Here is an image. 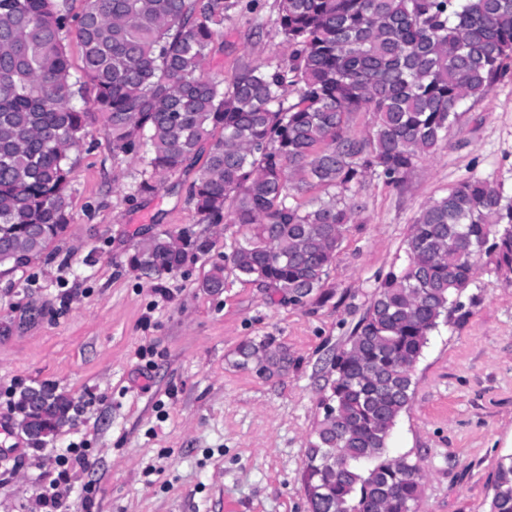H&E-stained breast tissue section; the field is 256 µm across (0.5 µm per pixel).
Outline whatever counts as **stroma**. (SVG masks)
Masks as SVG:
<instances>
[{
	"label": "stroma",
	"mask_w": 512,
	"mask_h": 512,
	"mask_svg": "<svg viewBox=\"0 0 512 512\" xmlns=\"http://www.w3.org/2000/svg\"><path fill=\"white\" fill-rule=\"evenodd\" d=\"M274 0L233 13L207 71L284 59ZM71 219L30 265L0 274V512H307L306 450L323 414L330 361L345 347L391 268L422 205L469 177L512 195V71L477 103L401 187L367 178L364 208L322 288L303 303L226 273L201 282L236 224L198 223L186 202L202 165L169 175L156 195L132 197L141 169L114 161L94 115L74 153ZM210 240L208 255L161 277L128 257L159 231ZM464 307L433 332L413 371L414 396L389 441L425 472L418 512H489L490 482L512 453V284L478 266ZM273 336L294 364L266 379L235 351ZM43 382L75 411L46 444L19 429V391ZM81 459L61 463L70 445Z\"/></svg>",
	"instance_id": "stroma-1"
}]
</instances>
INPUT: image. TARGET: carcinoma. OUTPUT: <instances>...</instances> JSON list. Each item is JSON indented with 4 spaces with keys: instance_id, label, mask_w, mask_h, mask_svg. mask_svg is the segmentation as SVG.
Listing matches in <instances>:
<instances>
[{
    "instance_id": "cac0c4a2",
    "label": "carcinoma",
    "mask_w": 512,
    "mask_h": 512,
    "mask_svg": "<svg viewBox=\"0 0 512 512\" xmlns=\"http://www.w3.org/2000/svg\"><path fill=\"white\" fill-rule=\"evenodd\" d=\"M254 0H0V267L31 263L69 224L75 162L93 108L112 159H137L132 196H151L210 142L188 200L198 223L225 217L249 231L224 255L236 275L301 303L323 287L361 205L349 193L377 175L399 187L512 67V0H275L287 64L204 73L224 19ZM81 48L72 70L70 34ZM294 88L297 101L288 102ZM357 112L374 123L357 137ZM309 188L324 197L295 200ZM210 243L161 231L128 258L161 276ZM408 262L377 286L346 347L331 360L324 414L306 451L310 512H417L425 473L388 440L413 399L412 372L430 334L472 283L476 258L512 283V196L470 178L426 203L405 242ZM201 287L224 288L215 264ZM237 365L271 378L292 364L273 336L248 340ZM53 432L74 409L52 383L15 406ZM489 512H512V454L498 462Z\"/></svg>"
}]
</instances>
